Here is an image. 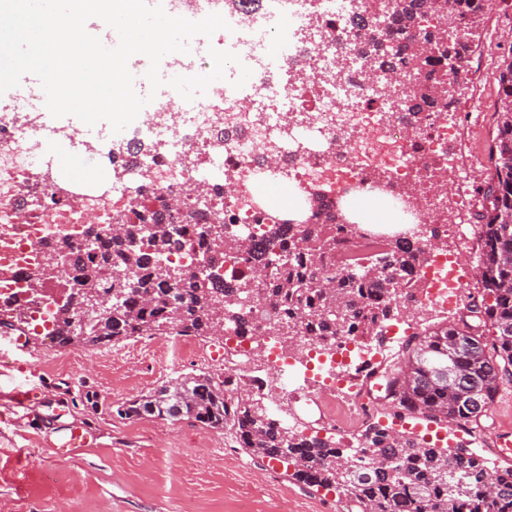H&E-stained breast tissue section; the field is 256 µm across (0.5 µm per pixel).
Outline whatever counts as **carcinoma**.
I'll use <instances>...</instances> for the list:
<instances>
[{
  "instance_id": "carcinoma-1",
  "label": "carcinoma",
  "mask_w": 512,
  "mask_h": 512,
  "mask_svg": "<svg viewBox=\"0 0 512 512\" xmlns=\"http://www.w3.org/2000/svg\"><path fill=\"white\" fill-rule=\"evenodd\" d=\"M486 7L485 0H402L394 20L397 55L414 63L421 75L403 111L448 109L459 78L448 61H464L470 51L468 30L443 43L433 33L414 31L417 21L448 9L455 20L472 25L487 13ZM386 41L382 35L369 46L384 72L390 61ZM498 103L489 147L492 175L476 188L482 208L476 256L482 294L467 315L409 337L397 361L374 372L396 418L406 414L472 428L487 417L501 388L512 385V50L499 64ZM312 199L317 202L312 223L267 227V241L277 243L278 250L264 258L261 248H250L248 256L271 266L260 288L252 273L218 288L213 279L185 267L180 268L183 276L172 282L157 261L168 259L180 244V229L155 217L146 252L140 247L143 226L118 217L119 233L108 242L94 240L96 253L73 262L80 291L112 294V317L83 325L71 309L61 307L55 343L101 346L157 334L210 338L223 320L249 322L252 311L246 303L251 300L273 310L276 338L289 354L306 344L327 351L338 330L355 321L362 335H380L416 285L412 276L427 260L436 231L399 241L368 266L336 275L330 268L336 224L344 214L324 203L318 192ZM199 240L214 265L243 255L232 224L209 222ZM176 310L181 316L175 321ZM227 386V381L200 372L164 384L118 413L131 418L179 412L207 428H222L252 458L291 464L293 478L344 493L348 512H512L511 467L491 471L463 448L420 443L378 423L362 434V457L354 464L348 450L280 425L243 396L229 394Z\"/></svg>"
}]
</instances>
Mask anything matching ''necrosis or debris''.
<instances>
[{
	"instance_id": "4bbe7bcc",
	"label": "necrosis or debris",
	"mask_w": 512,
	"mask_h": 512,
	"mask_svg": "<svg viewBox=\"0 0 512 512\" xmlns=\"http://www.w3.org/2000/svg\"><path fill=\"white\" fill-rule=\"evenodd\" d=\"M188 18L224 13L233 30L218 43L236 53L224 82L210 85L193 101L178 92L151 106L145 132L109 157L123 178L109 191L59 198L37 157L60 128L13 122L30 112L35 89L0 102V307L13 310L30 334L51 338L58 300L68 296L72 278L56 279L40 290L29 283L41 273L53 240L73 241L82 253L86 225L101 237L112 233L113 218L127 214L132 193L147 211L170 214L183 232L172 262L197 267L202 220L221 218L236 225L247 241L262 244L268 225L289 211H310L313 189L328 201L349 206L381 201L385 223L355 222L337 234L336 269L368 260L402 239L403 225L428 229L445 216L448 199L435 181L447 167L443 148L454 134L446 115L397 111L387 75L364 49L377 33L391 29L397 0H160ZM251 69L248 85L231 80L239 66ZM287 173L292 209L261 192ZM223 194H216V187ZM415 279L420 306L451 304L465 286L458 256L437 249ZM252 322L224 327V371L249 376L271 400L300 406L298 390H286L280 377L286 358L265 356L274 336L272 312L254 307ZM336 362L317 395L335 400L339 389L355 390L378 356L369 337L340 330L331 342Z\"/></svg>"
}]
</instances>
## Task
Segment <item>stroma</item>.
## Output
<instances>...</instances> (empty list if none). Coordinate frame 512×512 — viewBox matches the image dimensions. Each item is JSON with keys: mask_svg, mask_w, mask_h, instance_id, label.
<instances>
[{"mask_svg": "<svg viewBox=\"0 0 512 512\" xmlns=\"http://www.w3.org/2000/svg\"><path fill=\"white\" fill-rule=\"evenodd\" d=\"M475 72L460 76L449 122L465 121L460 139L447 148L448 177L476 182L467 169L473 151L487 152L495 131L497 74L502 52L512 49V28L499 10L488 12L469 37ZM481 285L470 279L449 307L411 308L398 324L416 329L450 323L466 311ZM127 360L98 359L94 347L46 345L27 337L0 335V512H235L242 495L252 512H275L288 500L292 512H345L344 495H329L293 479V466L260 463L232 447L228 432L183 417L118 416V405L162 384L203 371L197 358L170 367L164 337L138 336L119 342ZM42 396L24 405L14 388ZM496 415L481 429L449 432L444 443L499 460L491 451L497 430L512 429V401L495 402ZM88 423L100 437L95 446L57 456L69 426Z\"/></svg>", "mask_w": 512, "mask_h": 512, "instance_id": "stroma-1", "label": "stroma"}]
</instances>
